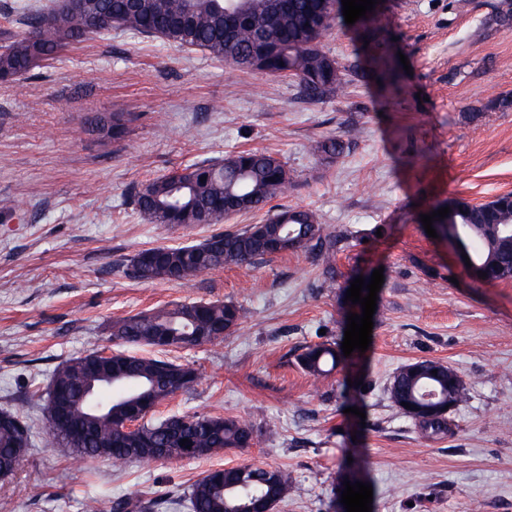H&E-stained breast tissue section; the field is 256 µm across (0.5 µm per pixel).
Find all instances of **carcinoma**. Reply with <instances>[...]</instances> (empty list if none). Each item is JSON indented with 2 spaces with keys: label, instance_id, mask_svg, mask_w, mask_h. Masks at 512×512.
I'll use <instances>...</instances> for the list:
<instances>
[{
  "label": "carcinoma",
  "instance_id": "carcinoma-1",
  "mask_svg": "<svg viewBox=\"0 0 512 512\" xmlns=\"http://www.w3.org/2000/svg\"><path fill=\"white\" fill-rule=\"evenodd\" d=\"M252 23L224 32L225 0H80L65 8L54 0L23 19L26 32L0 28V81L20 80L62 48L94 33L114 29L160 38L181 48L200 49L211 57L230 62L242 71H263L297 80L310 99L333 97L345 84L346 67L322 51V40L347 24L337 0H288V8L274 10L271 0H244ZM372 60L384 74L385 89L399 92L394 70L381 54ZM132 116L112 113V140H124ZM343 143L334 139L318 142L313 151L333 159ZM285 164L267 152L243 151L222 161L196 164L145 184L136 195V205L153 224L197 226L222 224L230 217L257 212L288 190L283 177ZM447 206L461 211L459 230L476 261L489 269V281L512 279V196L501 195L472 205L452 198ZM338 235L305 210L284 209L262 224L243 230L219 231L203 241L184 246H156L138 251L128 259L126 274L138 281L184 283L225 267H243L264 256L311 248L322 259L323 274L335 275ZM241 308L234 302L201 301L178 304L171 309L139 313L112 322L111 341L118 349L105 353L95 349L58 364L50 386L65 396L60 407L65 416L44 417V431L53 449L73 460L86 462L199 459L226 449L248 448L256 438L254 424L246 419L219 414H183L162 420L143 417L130 435L116 426L115 418L126 415L123 398L146 394L157 405L180 390L197 384L199 373L190 364L129 354L121 347L150 346L160 349L217 344L236 330ZM355 366L352 358L331 346L316 345L299 358L310 375L321 377L341 362ZM119 367L124 379L135 384L106 410L90 411L83 401L85 370L91 363ZM437 373H432V370ZM393 404L431 409L413 418L425 439L452 433L448 400L463 404L466 388L448 365L422 360L402 366L389 385ZM186 439L191 448L180 445ZM33 432L18 412L0 410V478L13 476L28 448ZM361 480L360 452L340 472V481ZM290 490V476L281 467L241 464L213 469L196 480L190 491L192 512H251L260 502L270 509Z\"/></svg>",
  "mask_w": 512,
  "mask_h": 512
}]
</instances>
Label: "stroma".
Instances as JSON below:
<instances>
[{
    "instance_id": "35a3bbf8",
    "label": "stroma",
    "mask_w": 512,
    "mask_h": 512,
    "mask_svg": "<svg viewBox=\"0 0 512 512\" xmlns=\"http://www.w3.org/2000/svg\"><path fill=\"white\" fill-rule=\"evenodd\" d=\"M500 2L382 0L380 49L411 66L394 96L350 31L322 42L350 70L322 102L301 99L293 79L122 30L0 83V409L24 412L34 433L0 480V512H84L92 496L99 512L131 496L145 512H191L198 478L245 463L290 473L273 512H336L339 466L356 447L372 512H512V279L480 282L420 220L451 198L512 193V30L490 22ZM116 109L133 115L120 143L99 132ZM328 137L355 146L327 162L312 147ZM248 150L276 155L291 174L274 207L311 211L342 234L335 279L307 248L188 283L129 278L137 251L212 231L149 223L135 205L143 185ZM377 268L360 418L343 407L349 368L315 378L298 358L339 342L350 277ZM199 300L236 303L240 324L218 344L166 352L201 378L155 416L246 418L260 428L253 445L121 465L58 455L42 432L53 369L106 346L115 319ZM425 359L451 366L468 390L454 434L435 441L387 392L398 368Z\"/></svg>"
}]
</instances>
